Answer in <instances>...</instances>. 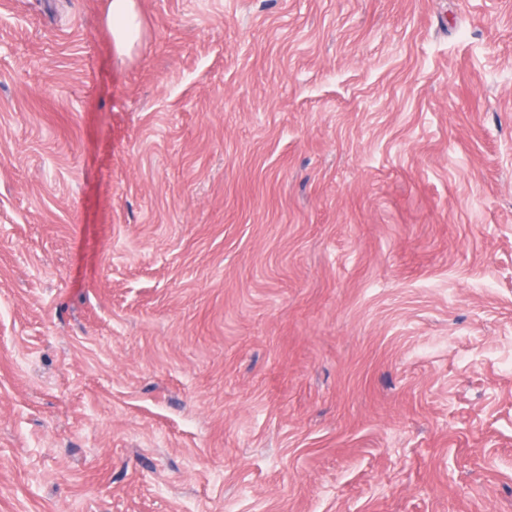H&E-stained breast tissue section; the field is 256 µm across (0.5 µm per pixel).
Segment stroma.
<instances>
[{"instance_id": "obj_1", "label": "stroma", "mask_w": 512, "mask_h": 512, "mask_svg": "<svg viewBox=\"0 0 512 512\" xmlns=\"http://www.w3.org/2000/svg\"><path fill=\"white\" fill-rule=\"evenodd\" d=\"M0 0V512H512V0ZM108 23L118 53L129 55L142 38V27L136 0H112Z\"/></svg>"}]
</instances>
